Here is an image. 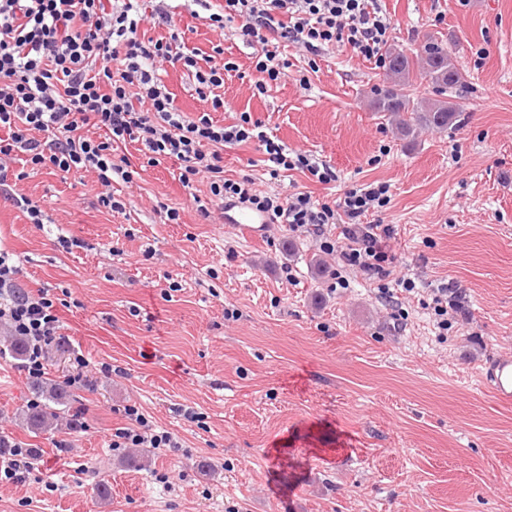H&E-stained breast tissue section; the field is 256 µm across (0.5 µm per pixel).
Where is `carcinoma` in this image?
Listing matches in <instances>:
<instances>
[{
	"label": "carcinoma",
	"mask_w": 512,
	"mask_h": 512,
	"mask_svg": "<svg viewBox=\"0 0 512 512\" xmlns=\"http://www.w3.org/2000/svg\"><path fill=\"white\" fill-rule=\"evenodd\" d=\"M384 64L393 86L376 89L374 110L383 114L398 133L408 135L418 128L445 131L456 124L459 108L448 104L443 96L464 87L466 80L448 47L430 41L413 56L391 47L385 52ZM416 70L429 78L438 95L427 104L402 92ZM30 388L41 403L25 414L27 427L39 431L55 426L64 416L61 406L69 397L67 381L50 383L44 377H35L31 379Z\"/></svg>",
	"instance_id": "1"
}]
</instances>
